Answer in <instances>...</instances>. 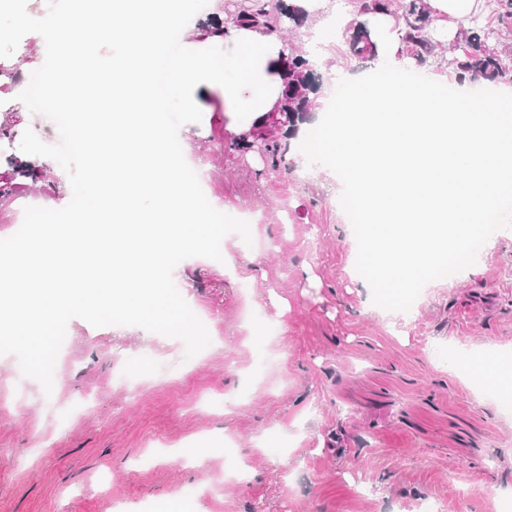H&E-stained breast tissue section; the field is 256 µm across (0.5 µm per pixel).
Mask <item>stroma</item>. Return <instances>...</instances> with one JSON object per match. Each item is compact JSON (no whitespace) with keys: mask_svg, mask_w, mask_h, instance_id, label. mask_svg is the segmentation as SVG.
<instances>
[{"mask_svg":"<svg viewBox=\"0 0 512 512\" xmlns=\"http://www.w3.org/2000/svg\"><path fill=\"white\" fill-rule=\"evenodd\" d=\"M67 8L15 0L0 31ZM0 99L21 107L0 148L48 168L0 205L4 238L23 204L48 224L80 206L84 182L74 153L33 136L69 100ZM205 105L199 124L170 113V138L224 221L169 262L168 290L206 343L118 309L54 320L37 351L0 336V512H417L425 498L497 512L512 499V389L456 362L512 358V232L409 311L384 310L355 269L340 179L231 149L223 100Z\"/></svg>","mask_w":512,"mask_h":512,"instance_id":"1","label":"stroma"}]
</instances>
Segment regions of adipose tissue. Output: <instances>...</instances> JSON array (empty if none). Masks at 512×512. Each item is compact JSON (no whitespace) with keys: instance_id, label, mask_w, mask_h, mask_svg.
I'll use <instances>...</instances> for the list:
<instances>
[{"instance_id":"adipose-tissue-1","label":"adipose tissue","mask_w":512,"mask_h":512,"mask_svg":"<svg viewBox=\"0 0 512 512\" xmlns=\"http://www.w3.org/2000/svg\"><path fill=\"white\" fill-rule=\"evenodd\" d=\"M426 2L453 38L485 0ZM192 9V0H113L111 11L100 13L93 29L72 16L37 29V39L57 37V61L45 74L50 96L66 92L70 71L100 68V33L123 45L109 67L113 91H125L132 82L137 91L133 107L115 109L112 115L118 139L88 142L87 119L77 115L75 140L84 158L89 209L39 229L25 246L29 275L0 289L10 339L38 345L48 325L75 308L146 310L157 323H170L166 255L196 245L207 225L192 189L175 176L181 156L163 148L167 114L203 112L202 96L217 91L224 99L227 130L242 135L277 106L279 61L286 52L279 35L231 25L210 35L203 48L171 54L167 30L181 25ZM92 212L100 223L118 225L117 237L87 234L84 225Z\"/></svg>"}]
</instances>
